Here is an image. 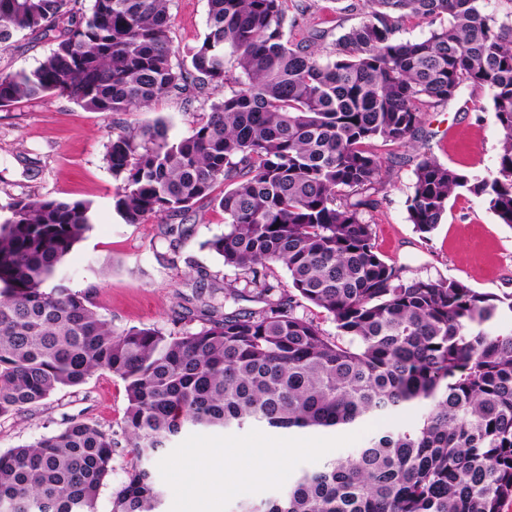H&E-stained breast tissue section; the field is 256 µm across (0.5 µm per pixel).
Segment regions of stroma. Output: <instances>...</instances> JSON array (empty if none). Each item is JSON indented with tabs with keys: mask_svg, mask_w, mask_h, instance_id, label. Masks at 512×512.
<instances>
[{
	"mask_svg": "<svg viewBox=\"0 0 512 512\" xmlns=\"http://www.w3.org/2000/svg\"><path fill=\"white\" fill-rule=\"evenodd\" d=\"M356 2L288 0L286 39L296 42L316 32L320 46H331L361 21ZM207 12V0H169L170 36L180 52L201 42ZM53 47V41L40 35H18L0 50V69L33 70ZM207 108L200 99L188 103L167 97L151 110L107 119L56 96L0 108V206L25 196L91 203L93 224L66 257L64 271L70 287L89 293L97 312L115 330L147 326L173 331L178 313L196 305L199 273L220 282L237 277L205 246L224 231L218 208L204 202L189 212L142 224L124 223L112 208L117 183L105 160L110 127L159 120L167 125L170 138L178 139L191 132ZM501 137L488 91L468 85L454 100L426 112L414 147L384 151V175L374 194L377 205L364 217L375 227L379 251L403 277L460 280L483 292L512 294V226L500 223L481 199L464 191L450 200L443 220L426 240L407 212L421 153L432 152L444 164L484 177L498 166ZM126 406L123 382L108 372L95 373L27 412L0 419V452L57 433L72 421L119 430ZM381 426L379 420H365L334 444L291 458L271 480L239 473L233 493L224 497L222 512H242L245 504L278 499L300 470L360 448ZM225 446L260 456L287 448L288 437L257 428L183 432L151 467L161 492L159 512H191L205 477L196 463L199 453Z\"/></svg>",
	"mask_w": 512,
	"mask_h": 512,
	"instance_id": "1",
	"label": "stroma"
}]
</instances>
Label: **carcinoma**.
Instances as JSON below:
<instances>
[{
	"mask_svg": "<svg viewBox=\"0 0 512 512\" xmlns=\"http://www.w3.org/2000/svg\"><path fill=\"white\" fill-rule=\"evenodd\" d=\"M82 2L0 0L1 49L26 31L56 42L35 69L0 71V107L55 95L109 119L164 97L222 94L179 139L161 121L111 130L112 204L127 224L217 205L224 233L203 246L242 275L229 295L262 307L226 313L213 290L198 330L117 332L62 274L91 204L14 198L0 222V419L112 373L125 386L132 456L112 512H157L142 462L186 427L321 432L414 410L246 512H503L512 295L403 278L363 212L383 176L378 144L411 146L428 109L474 85L502 131L495 174L421 154L409 220L428 238L465 190L512 226V0L505 11L491 0H361L362 20L330 48L284 39L287 0H208L205 36L177 63L169 0ZM412 19L433 26L428 37L399 38ZM303 301L335 335L297 314ZM117 445L112 431L72 421L0 454V512H94Z\"/></svg>",
	"mask_w": 512,
	"mask_h": 512,
	"instance_id": "obj_1",
	"label": "carcinoma"
}]
</instances>
